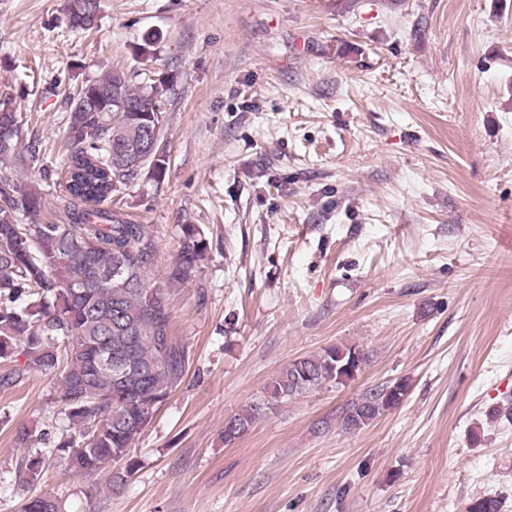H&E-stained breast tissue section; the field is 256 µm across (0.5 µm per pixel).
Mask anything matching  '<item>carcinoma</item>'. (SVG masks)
Instances as JSON below:
<instances>
[{
    "label": "carcinoma",
    "instance_id": "carcinoma-1",
    "mask_svg": "<svg viewBox=\"0 0 512 512\" xmlns=\"http://www.w3.org/2000/svg\"><path fill=\"white\" fill-rule=\"evenodd\" d=\"M99 7V0H68L70 30L85 31L84 13ZM170 91L159 78L142 86L132 76L112 70L80 87L70 103L61 157L64 202L63 224H24L43 204L37 189L22 188L0 179V359L24 364L0 375V386L13 385L26 371H60L59 414L69 431L56 433L55 422L35 431L21 428L16 441L38 443L57 455L71 476L91 474L104 465L123 463L111 473L107 489L123 484L137 463L127 452L150 423L155 410L186 379L191 350L173 335L171 318L160 289L150 288L146 273L156 254L154 240L142 224L112 209L109 202L143 170L158 179L168 157L139 163L145 153L142 122L158 118V108ZM123 143L130 153L115 173L112 150ZM208 242L194 225L182 230L176 259L168 280L180 283L200 268ZM95 273L110 278L100 286ZM122 361V370L100 361L107 344ZM366 359L354 345H335L315 355L296 359L267 387V395L226 421L224 444L240 438L262 410L309 392L326 383L345 386L355 367ZM409 391V381L379 385L347 402L336 415L348 431L364 428L398 404ZM45 456L38 453L22 462L19 480L41 479ZM502 502L492 496L472 498L463 512H501ZM22 512H64L52 494L30 498Z\"/></svg>",
    "mask_w": 512,
    "mask_h": 512
}]
</instances>
